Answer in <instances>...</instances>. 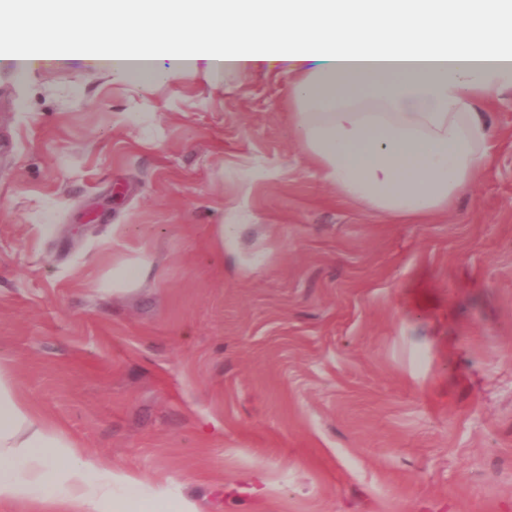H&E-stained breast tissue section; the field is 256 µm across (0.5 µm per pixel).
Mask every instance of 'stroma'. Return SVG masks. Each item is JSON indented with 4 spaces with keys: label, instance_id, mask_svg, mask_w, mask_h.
<instances>
[{
    "label": "stroma",
    "instance_id": "35a3bbf8",
    "mask_svg": "<svg viewBox=\"0 0 512 512\" xmlns=\"http://www.w3.org/2000/svg\"><path fill=\"white\" fill-rule=\"evenodd\" d=\"M157 68L0 67L15 394L145 512H512V87L420 223L324 178L297 75ZM113 483H119L126 489V493L121 498H112L113 512H134L135 505L141 501L139 496V481L127 474H113Z\"/></svg>",
    "mask_w": 512,
    "mask_h": 512
}]
</instances>
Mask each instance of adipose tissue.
<instances>
[{"mask_svg": "<svg viewBox=\"0 0 512 512\" xmlns=\"http://www.w3.org/2000/svg\"><path fill=\"white\" fill-rule=\"evenodd\" d=\"M53 12L64 21L61 50L0 63L94 66L92 26L111 34L112 72L126 79H155L160 53L173 74L284 66L300 76L295 125L325 178L364 207L405 218L448 207L484 172L488 127L471 97L512 86V0H35L0 28V42L41 30ZM152 31L154 48L142 43ZM369 99L381 109L359 110ZM61 446L55 424L0 377V499L50 496L53 468L66 476L67 500L96 512L109 486ZM113 480L126 493L111 498L112 512H135L138 480Z\"/></svg>", "mask_w": 512, "mask_h": 512, "instance_id": "adipose-tissue-1", "label": "adipose tissue"}]
</instances>
